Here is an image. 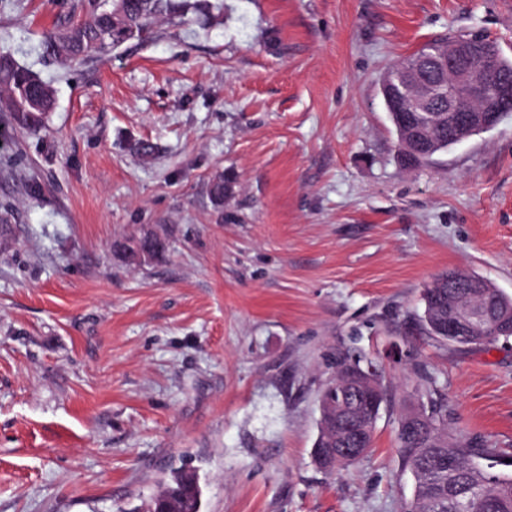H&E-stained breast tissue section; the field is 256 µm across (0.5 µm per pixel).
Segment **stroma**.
Instances as JSON below:
<instances>
[{
  "label": "stroma",
  "instance_id": "35a3bbf8",
  "mask_svg": "<svg viewBox=\"0 0 512 512\" xmlns=\"http://www.w3.org/2000/svg\"><path fill=\"white\" fill-rule=\"evenodd\" d=\"M88 2L0 0V51L55 95L36 132L0 101V512H132L176 470L202 512H402L398 421L432 396L511 459L512 339L416 320L451 269L512 296V113L405 168L380 77L449 36L512 59V0H224L221 24L45 63ZM146 235L168 249L131 265ZM358 356L373 447L328 474L320 390ZM338 385L343 390L350 386H363L361 389L362 399L367 410H370L381 397L378 371L373 365L367 364L366 368L356 367L349 369L341 375Z\"/></svg>",
  "mask_w": 512,
  "mask_h": 512
}]
</instances>
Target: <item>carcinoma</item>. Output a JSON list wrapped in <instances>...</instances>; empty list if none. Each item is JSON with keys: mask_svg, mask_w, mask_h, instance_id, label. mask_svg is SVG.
I'll use <instances>...</instances> for the list:
<instances>
[{"mask_svg": "<svg viewBox=\"0 0 512 512\" xmlns=\"http://www.w3.org/2000/svg\"><path fill=\"white\" fill-rule=\"evenodd\" d=\"M90 6L82 21L45 35L46 62L82 64L102 60L128 43L143 41L163 21L177 20L185 24L193 15L210 16L224 9V4L211 0H90ZM440 46L439 41L425 44L395 62L388 73L402 72L411 61ZM0 95L6 98L10 119L23 129L39 128L43 117L53 109L52 88L6 53H0ZM385 106L399 146L404 136L402 124L413 120L417 113L398 112L397 104L392 101ZM475 134V130L436 126L431 156L416 157L399 150L397 157L407 166L427 164L433 156L456 145L459 138ZM454 275V271L439 275L424 291L422 322L427 335L440 338L430 325L434 317L473 304L491 308L496 319L482 329L481 335L463 343L478 344L483 335L490 344L512 338V297L497 288H458L449 282ZM442 411L443 404L432 399L424 409L422 422L415 426L402 421L398 424L401 466L416 479L414 497L405 504L403 512H512V476L493 475L482 469L479 450L461 445L448 435ZM448 456L457 461L451 474L441 468L442 459ZM190 478L191 475L181 470L172 473L164 485L172 501L181 502L182 490Z\"/></svg>", "mask_w": 512, "mask_h": 512, "instance_id": "1", "label": "carcinoma"}]
</instances>
